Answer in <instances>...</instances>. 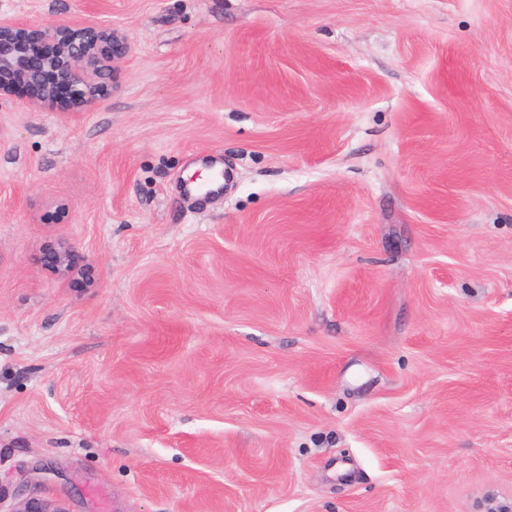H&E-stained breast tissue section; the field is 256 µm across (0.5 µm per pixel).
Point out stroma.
<instances>
[{"label": "stroma", "mask_w": 512, "mask_h": 512, "mask_svg": "<svg viewBox=\"0 0 512 512\" xmlns=\"http://www.w3.org/2000/svg\"><path fill=\"white\" fill-rule=\"evenodd\" d=\"M0 16L130 43L88 110L0 99V512L512 504V0ZM45 268L57 279L70 281L85 273L84 264H81L74 247L65 240H60L43 252Z\"/></svg>", "instance_id": "stroma-1"}]
</instances>
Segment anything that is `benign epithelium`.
<instances>
[{
	"label": "benign epithelium",
	"instance_id": "benign-epithelium-1",
	"mask_svg": "<svg viewBox=\"0 0 512 512\" xmlns=\"http://www.w3.org/2000/svg\"><path fill=\"white\" fill-rule=\"evenodd\" d=\"M54 45L51 54L43 45ZM128 52L127 39L112 28L96 23L71 26L46 22L27 29L0 18V96L17 89V78L25 80L29 102L51 108L57 86L74 91L78 109L91 107L100 97L105 80L116 60ZM45 268L57 279L70 281L85 273L74 247L60 240L43 252ZM12 512H67L51 501L29 498L20 501Z\"/></svg>",
	"mask_w": 512,
	"mask_h": 512
}]
</instances>
